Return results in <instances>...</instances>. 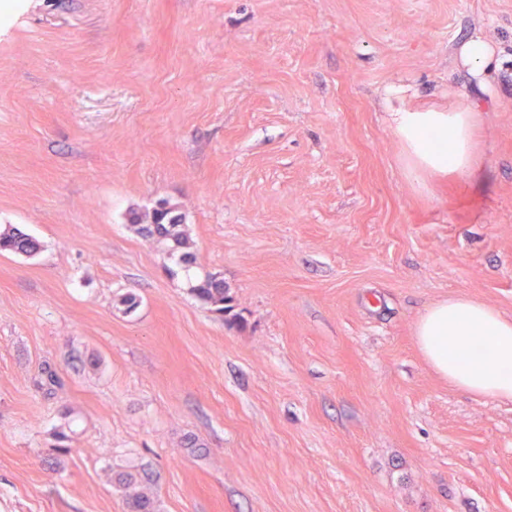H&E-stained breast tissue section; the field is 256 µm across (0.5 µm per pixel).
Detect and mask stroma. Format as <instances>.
I'll use <instances>...</instances> for the list:
<instances>
[{
	"instance_id": "obj_1",
	"label": "stroma",
	"mask_w": 512,
	"mask_h": 512,
	"mask_svg": "<svg viewBox=\"0 0 512 512\" xmlns=\"http://www.w3.org/2000/svg\"><path fill=\"white\" fill-rule=\"evenodd\" d=\"M400 108L471 112L475 174L413 177ZM9 225L0 512H128L120 471L154 512H512V401L415 343L512 317V0H0ZM463 56L465 62L477 73H486L487 69L492 65L487 43L479 36L470 39L466 43L463 48ZM181 222V216L175 214V207L167 203L160 204L152 212L151 224L142 227V232L148 236L157 235L160 238L171 240L175 250L186 245L184 234L178 229ZM38 249V244L28 235L12 227L0 230V251L20 255H32ZM191 292L201 301L213 307L219 314H224V281L212 274H204L195 279V284L190 288Z\"/></svg>"
}]
</instances>
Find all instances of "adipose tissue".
<instances>
[{
  "mask_svg": "<svg viewBox=\"0 0 512 512\" xmlns=\"http://www.w3.org/2000/svg\"><path fill=\"white\" fill-rule=\"evenodd\" d=\"M391 123L411 174H472L469 112L400 110L393 113ZM415 341L430 367L457 388L512 401V319L470 298L452 297L419 317Z\"/></svg>",
  "mask_w": 512,
  "mask_h": 512,
  "instance_id": "obj_1",
  "label": "adipose tissue"
}]
</instances>
